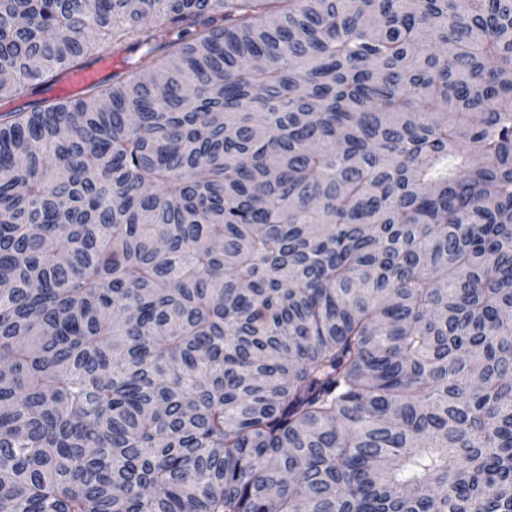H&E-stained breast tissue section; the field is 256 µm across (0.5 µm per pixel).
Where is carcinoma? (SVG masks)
<instances>
[{
	"mask_svg": "<svg viewBox=\"0 0 512 512\" xmlns=\"http://www.w3.org/2000/svg\"><path fill=\"white\" fill-rule=\"evenodd\" d=\"M102 35L0 113V512H512V0H0V94ZM102 53L105 51H112V54H104L100 60L98 61L97 67H89L81 70L71 71L68 75H66L64 81L69 85L71 89L81 88L95 80H97L100 76V73L109 69L112 71L122 67L123 59L126 54L122 53H113L111 49V44L104 40L101 43ZM112 61H114V66H112Z\"/></svg>",
	"mask_w": 512,
	"mask_h": 512,
	"instance_id": "carcinoma-1",
	"label": "carcinoma"
}]
</instances>
